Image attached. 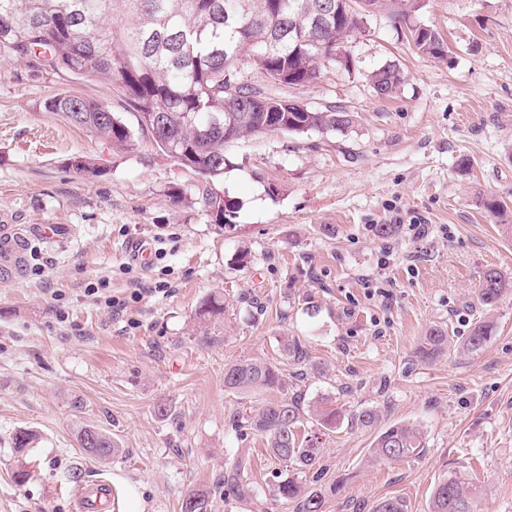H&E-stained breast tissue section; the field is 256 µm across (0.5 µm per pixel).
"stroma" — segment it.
Here are the masks:
<instances>
[{"label": "stroma", "mask_w": 512, "mask_h": 512, "mask_svg": "<svg viewBox=\"0 0 512 512\" xmlns=\"http://www.w3.org/2000/svg\"><path fill=\"white\" fill-rule=\"evenodd\" d=\"M422 3L416 19L447 38L444 58L416 53L386 15L373 16L347 44L351 65L280 89L343 108L353 124L231 142L217 179L142 134L113 148L44 108L52 96H86L135 125L108 80L0 59V224L73 228L61 243L31 241L20 276L0 282V512H75L77 483L97 480L111 483L116 512H181L241 448L252 451L256 492L271 497L294 469L262 435L233 427L271 399L225 391V365L243 358L281 368L304 409L328 400L348 414L377 410L372 428L308 424L320 453L305 478L325 490L324 512H373L395 496L427 512L448 474L473 484L477 512H512V295L490 309L479 302L488 269L512 278V0ZM389 61L403 81L383 99L369 75ZM75 156L100 175L73 169ZM208 189L237 201L232 228L206 211ZM486 198L503 210L482 208ZM380 224L398 231L380 237ZM143 241L145 268L130 256ZM135 277L150 294L134 296ZM101 280L104 299L88 296ZM214 294L223 314L200 317ZM481 322L490 340L465 351ZM436 327L448 350L421 361L416 347ZM292 338L306 362L285 358ZM396 422L422 429V452L371 459L378 431ZM87 425L112 437L114 456L80 448ZM22 429L37 441L19 453Z\"/></svg>", "instance_id": "stroma-1"}]
</instances>
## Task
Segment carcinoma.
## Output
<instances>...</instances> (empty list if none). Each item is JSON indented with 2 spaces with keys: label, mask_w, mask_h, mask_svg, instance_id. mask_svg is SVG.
I'll list each match as a JSON object with an SVG mask.
<instances>
[{
  "label": "carcinoma",
  "mask_w": 512,
  "mask_h": 512,
  "mask_svg": "<svg viewBox=\"0 0 512 512\" xmlns=\"http://www.w3.org/2000/svg\"><path fill=\"white\" fill-rule=\"evenodd\" d=\"M312 2L249 0L243 16L239 0H0V58L116 84L138 129L159 149L205 176L218 178L229 164L224 152L229 142L264 132L324 133L349 127L352 115L345 110L313 108L275 90L280 85L315 83L327 66L336 63V43L366 31L370 17L385 13L394 24L406 25L414 48L424 55L442 58L447 52L438 30L416 27L413 14L421 9V0H369L365 15L353 7L358 0H332L338 5L337 14L321 31L320 40L299 44L288 30L310 29L307 14ZM245 52L266 77L267 86L248 79L242 63ZM369 80L376 96L389 98L402 83V71L391 61L373 71ZM44 108L112 146L126 147L133 141V130L103 101L60 95L46 100ZM203 200L218 223H233L235 201L212 191ZM511 292L512 281L490 269L483 276L479 300L492 307ZM489 333L488 324L476 325L464 349L481 350ZM447 347L448 336L434 328L423 337L419 355L433 360ZM283 350L297 364L306 361L305 348L296 340L287 341ZM284 387L282 372L271 362L251 358L224 367L227 391L279 393ZM311 417L332 430L345 415L322 401ZM305 420L301 403L285 397L235 420L234 425L240 433L249 430L264 436L270 452L302 474L315 465L319 454L314 445L300 439ZM423 440L417 426L394 423L376 436L371 456L411 457L423 447ZM78 442L86 453L104 460L117 451L112 437L93 425L79 431ZM249 457L248 448L238 452L224 486L248 512H271L270 503L250 485ZM273 497L276 502H298L297 512H323L325 503L320 490L297 476L278 481ZM474 503V492L449 475L435 486L429 512H475ZM181 512H211V493L192 491ZM374 512H408V505L388 497L377 503Z\"/></svg>",
  "instance_id": "carcinoma-1"
}]
</instances>
